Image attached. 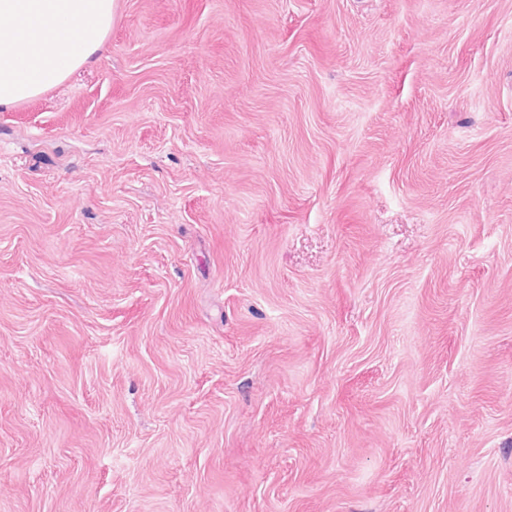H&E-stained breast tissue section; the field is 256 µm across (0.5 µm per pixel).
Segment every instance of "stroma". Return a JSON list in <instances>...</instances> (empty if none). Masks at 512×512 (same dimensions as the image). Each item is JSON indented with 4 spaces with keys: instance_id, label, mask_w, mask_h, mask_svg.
<instances>
[{
    "instance_id": "obj_1",
    "label": "stroma",
    "mask_w": 512,
    "mask_h": 512,
    "mask_svg": "<svg viewBox=\"0 0 512 512\" xmlns=\"http://www.w3.org/2000/svg\"><path fill=\"white\" fill-rule=\"evenodd\" d=\"M0 512H512V0H115L1 108Z\"/></svg>"
}]
</instances>
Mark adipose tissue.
<instances>
[{
    "instance_id": "obj_1",
    "label": "adipose tissue",
    "mask_w": 512,
    "mask_h": 512,
    "mask_svg": "<svg viewBox=\"0 0 512 512\" xmlns=\"http://www.w3.org/2000/svg\"><path fill=\"white\" fill-rule=\"evenodd\" d=\"M114 0H0V107L64 82L101 49Z\"/></svg>"
}]
</instances>
